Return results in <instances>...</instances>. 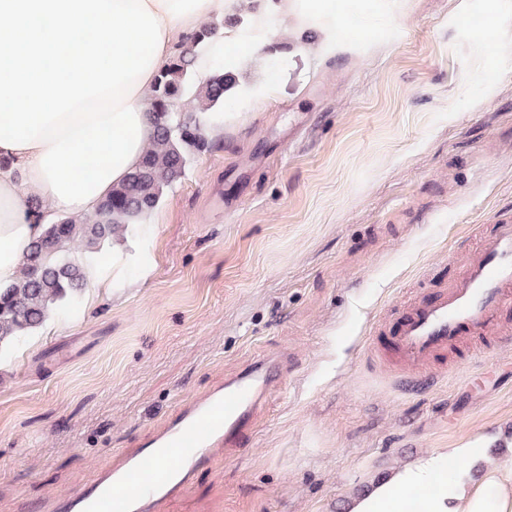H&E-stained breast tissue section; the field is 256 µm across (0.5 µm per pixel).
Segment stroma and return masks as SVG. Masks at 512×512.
I'll use <instances>...</instances> for the list:
<instances>
[{"instance_id":"1","label":"stroma","mask_w":512,"mask_h":512,"mask_svg":"<svg viewBox=\"0 0 512 512\" xmlns=\"http://www.w3.org/2000/svg\"><path fill=\"white\" fill-rule=\"evenodd\" d=\"M334 56L224 104L146 218L138 287H86L0 347V512H43L176 406L264 353L293 366L242 448L156 512H346L392 470L478 439L512 454V342L414 370L366 345L403 301L453 284L512 214V0H378Z\"/></svg>"}]
</instances>
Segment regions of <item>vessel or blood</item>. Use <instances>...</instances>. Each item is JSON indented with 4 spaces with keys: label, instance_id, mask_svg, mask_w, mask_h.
Instances as JSON below:
<instances>
[{
    "label": "vessel or blood",
    "instance_id": "b4317fda",
    "mask_svg": "<svg viewBox=\"0 0 512 512\" xmlns=\"http://www.w3.org/2000/svg\"><path fill=\"white\" fill-rule=\"evenodd\" d=\"M510 310L512 219L505 218L468 257L458 282L404 301L389 341L408 367L429 365L455 346L466 363L472 353L463 342ZM287 372L285 360L260 359L181 403L147 442L121 453L112 468L60 499L52 512H154L156 504L177 499L219 451L243 446L262 401Z\"/></svg>",
    "mask_w": 512,
    "mask_h": 512
}]
</instances>
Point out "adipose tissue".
Listing matches in <instances>:
<instances>
[{"label": "adipose tissue", "mask_w": 512, "mask_h": 512, "mask_svg": "<svg viewBox=\"0 0 512 512\" xmlns=\"http://www.w3.org/2000/svg\"><path fill=\"white\" fill-rule=\"evenodd\" d=\"M157 15L163 46L150 73L136 77L128 102L141 123V143L154 135L149 92L155 74L168 62L176 44L203 24L221 26L199 51L196 77L210 76L215 60L225 71L239 74L251 60L261 66L276 62L288 66L297 55L316 50L324 56L336 51V32L345 28L366 31L375 14L371 0H146ZM281 25L283 38L272 35ZM48 144L32 141L24 148L0 147V286L15 283L23 256L47 224L93 214L100 200L65 205L45 181L40 160ZM39 210L30 207L31 198ZM464 461L452 471L449 461ZM350 512H512V459L491 462L489 450L478 443L449 449L447 454L423 459L395 471L364 496L354 500Z\"/></svg>", "instance_id": "ef3b65f1"}]
</instances>
